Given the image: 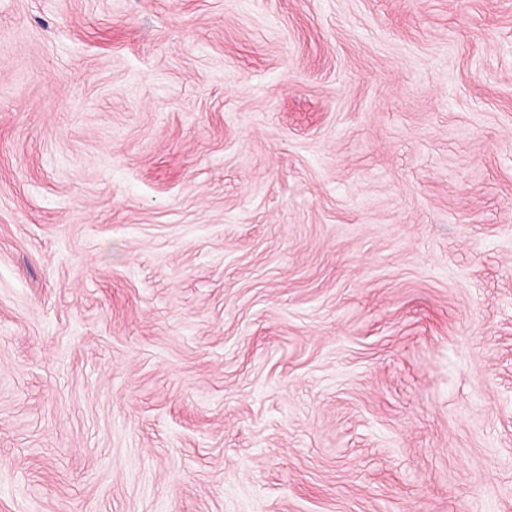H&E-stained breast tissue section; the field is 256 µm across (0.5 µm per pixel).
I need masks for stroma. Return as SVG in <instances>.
I'll use <instances>...</instances> for the list:
<instances>
[{"instance_id":"stroma-1","label":"stroma","mask_w":512,"mask_h":512,"mask_svg":"<svg viewBox=\"0 0 512 512\" xmlns=\"http://www.w3.org/2000/svg\"><path fill=\"white\" fill-rule=\"evenodd\" d=\"M0 512H512V0H0Z\"/></svg>"}]
</instances>
